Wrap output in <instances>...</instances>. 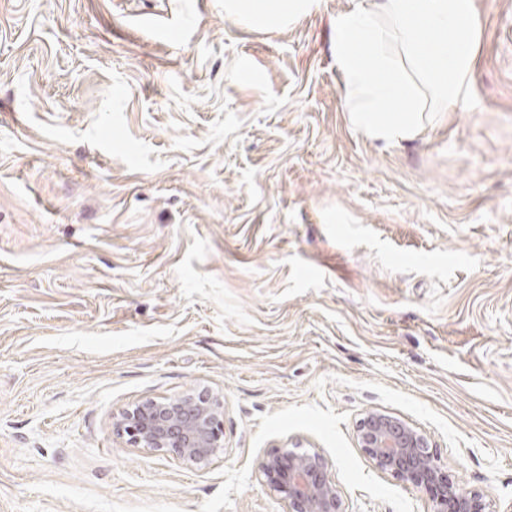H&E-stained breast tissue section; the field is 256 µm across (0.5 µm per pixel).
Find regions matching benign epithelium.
I'll return each mask as SVG.
<instances>
[{"mask_svg":"<svg viewBox=\"0 0 512 512\" xmlns=\"http://www.w3.org/2000/svg\"><path fill=\"white\" fill-rule=\"evenodd\" d=\"M223 416V399L203 388L174 399L145 400L123 411L116 427L133 447L169 453L203 469L224 454ZM356 440L375 470L424 491L432 512H488L484 494L460 490L427 433L407 420L368 411L356 425ZM256 466L287 512H344L320 453H298L284 443L258 457Z\"/></svg>","mask_w":512,"mask_h":512,"instance_id":"obj_1","label":"benign epithelium"}]
</instances>
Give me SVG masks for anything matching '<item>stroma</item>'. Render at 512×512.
Wrapping results in <instances>:
<instances>
[{
  "mask_svg": "<svg viewBox=\"0 0 512 512\" xmlns=\"http://www.w3.org/2000/svg\"><path fill=\"white\" fill-rule=\"evenodd\" d=\"M319 0H0V512H285L259 456L319 452L345 512H430L370 410L512 512V0H473L469 100L411 138L344 107ZM209 388L203 470L116 417ZM318 0H225L224 14L259 29L280 28Z\"/></svg>",
  "mask_w": 512,
  "mask_h": 512,
  "instance_id": "35a3bbf8",
  "label": "stroma"
}]
</instances>
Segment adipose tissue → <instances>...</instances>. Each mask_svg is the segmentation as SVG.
<instances>
[{
  "mask_svg": "<svg viewBox=\"0 0 512 512\" xmlns=\"http://www.w3.org/2000/svg\"><path fill=\"white\" fill-rule=\"evenodd\" d=\"M316 0H224L226 18L275 29ZM332 46L345 105L369 136L397 142L424 112L466 100L475 37L473 0H355L337 15Z\"/></svg>",
  "mask_w": 512,
  "mask_h": 512,
  "instance_id": "1",
  "label": "adipose tissue"
}]
</instances>
